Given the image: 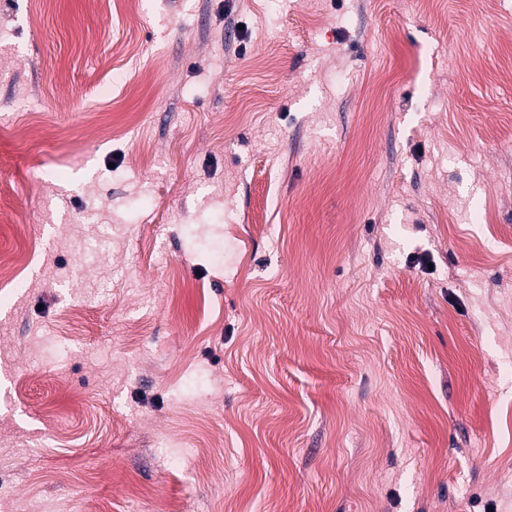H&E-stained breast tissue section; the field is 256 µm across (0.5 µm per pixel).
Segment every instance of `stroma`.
I'll use <instances>...</instances> for the list:
<instances>
[{
  "instance_id": "stroma-1",
  "label": "stroma",
  "mask_w": 512,
  "mask_h": 512,
  "mask_svg": "<svg viewBox=\"0 0 512 512\" xmlns=\"http://www.w3.org/2000/svg\"><path fill=\"white\" fill-rule=\"evenodd\" d=\"M510 121L512 0H0V512H512Z\"/></svg>"
}]
</instances>
